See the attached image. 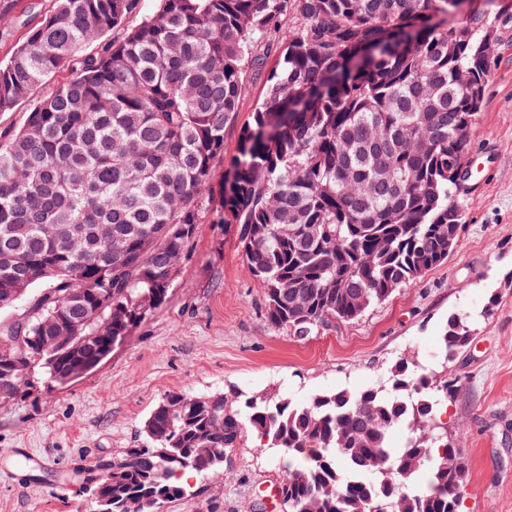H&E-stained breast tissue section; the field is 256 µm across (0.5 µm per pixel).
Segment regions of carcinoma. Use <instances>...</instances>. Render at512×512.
I'll return each instance as SVG.
<instances>
[{"instance_id":"carcinoma-1","label":"carcinoma","mask_w":512,"mask_h":512,"mask_svg":"<svg viewBox=\"0 0 512 512\" xmlns=\"http://www.w3.org/2000/svg\"><path fill=\"white\" fill-rule=\"evenodd\" d=\"M455 0H159L126 29L139 0H55L0 62V112L27 102L62 66L70 76L0 140V307L29 301L24 330L51 336L100 330L116 343L163 303L169 262L185 257L211 212L249 73L266 95L240 127L222 221L237 227L248 274L269 321L304 339L352 321L444 262L464 218L455 167L468 152L490 64ZM474 71L478 91L455 80ZM379 167L392 180L359 184ZM448 319L442 370L401 361L391 386L269 395L169 393L144 424L148 444L112 460L84 491L95 512H159L190 495L252 431L288 456L285 512H459L467 465L436 424L455 396L448 362L471 338ZM108 344L42 353L0 345V387L17 399L64 383ZM405 426L400 444L394 431ZM238 153V143H237V132L236 131H226L224 136V163L218 164L215 170L214 179H213V203L211 205V209L214 210L210 214L211 220L216 218V215L219 213L220 202L224 196V171L229 168V164L231 160ZM218 210V211H216Z\"/></svg>"}]
</instances>
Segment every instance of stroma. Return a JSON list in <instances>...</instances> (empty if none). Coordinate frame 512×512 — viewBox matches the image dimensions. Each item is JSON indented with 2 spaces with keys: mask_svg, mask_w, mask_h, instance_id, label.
I'll use <instances>...</instances> for the list:
<instances>
[{
  "mask_svg": "<svg viewBox=\"0 0 512 512\" xmlns=\"http://www.w3.org/2000/svg\"><path fill=\"white\" fill-rule=\"evenodd\" d=\"M54 0H0V60L51 10ZM472 175L448 259L350 322L304 340L267 319L264 294L245 269L232 224L201 225L165 302L96 367L0 401V512H93L77 472L146 443L143 427L165 395L242 397L315 394L389 382L396 362L440 368L437 345L449 316L474 329L449 363L460 379L439 418L468 462L461 512H512V27L494 48L469 144ZM34 460L25 481L6 479L18 451ZM286 455L243 437L224 474L193 479L197 495L165 512H284L262 507L285 476Z\"/></svg>",
  "mask_w": 512,
  "mask_h": 512,
  "instance_id": "1",
  "label": "stroma"
}]
</instances>
